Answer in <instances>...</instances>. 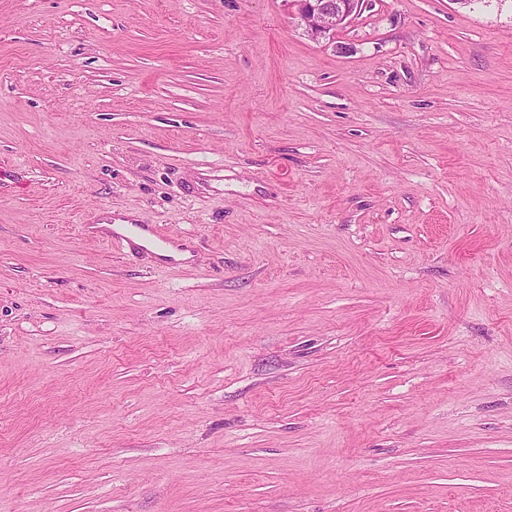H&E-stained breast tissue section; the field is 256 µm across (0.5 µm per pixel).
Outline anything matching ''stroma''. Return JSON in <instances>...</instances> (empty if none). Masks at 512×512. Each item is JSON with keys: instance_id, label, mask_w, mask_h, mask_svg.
<instances>
[{"instance_id": "stroma-1", "label": "stroma", "mask_w": 512, "mask_h": 512, "mask_svg": "<svg viewBox=\"0 0 512 512\" xmlns=\"http://www.w3.org/2000/svg\"><path fill=\"white\" fill-rule=\"evenodd\" d=\"M0 512H512V0H0ZM298 22L313 40L330 39L358 6L359 0H295ZM139 232L147 234V237L145 238L146 245H140V247L153 253H155V251H165L170 247L174 248V245L176 244L174 237L161 234L158 226L155 224H131L125 233L113 232L112 239L114 243L125 247L126 244L132 241L131 235L138 234Z\"/></svg>"}]
</instances>
